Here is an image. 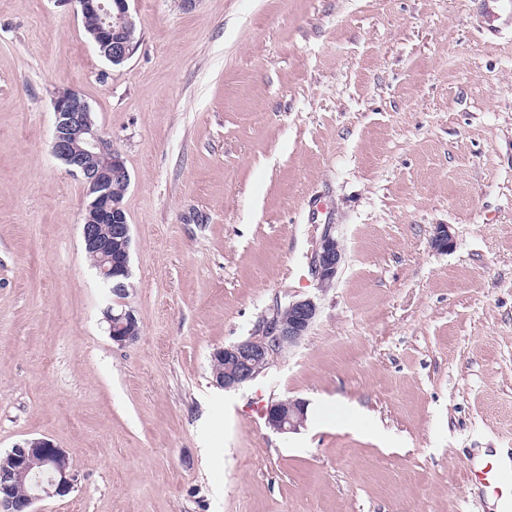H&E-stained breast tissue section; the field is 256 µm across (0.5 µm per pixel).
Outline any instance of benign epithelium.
I'll return each mask as SVG.
<instances>
[{
	"instance_id": "7a95c632",
	"label": "benign epithelium",
	"mask_w": 512,
	"mask_h": 512,
	"mask_svg": "<svg viewBox=\"0 0 512 512\" xmlns=\"http://www.w3.org/2000/svg\"><path fill=\"white\" fill-rule=\"evenodd\" d=\"M82 18L92 17L95 26L89 35L101 56L114 65L131 57L137 44L135 21L130 0H70ZM54 135L51 152L67 171L87 186L89 201L82 223L84 250L94 260L101 282L109 292L125 295L130 278L131 229L119 194L113 185L127 187L130 175L124 158L112 147V141L98 128L89 103L77 92L62 90L53 98ZM452 236L446 224L434 227L431 246L440 251L450 248ZM343 261V248L330 230H325L316 247L314 273L320 287L335 280ZM319 314L311 298L299 299L277 311L258 336L231 343L212 353V359L224 363V373L214 376V384L224 390H236L253 381L272 359L299 345L313 327ZM112 341L126 345L137 339L135 320L130 310L103 311ZM267 424L289 433L303 426L307 405L299 399L274 402L265 409ZM12 466L0 469V512H35L33 505L46 498L63 497L77 482L68 453L45 438L26 439L7 453ZM29 485L19 500L16 488Z\"/></svg>"
}]
</instances>
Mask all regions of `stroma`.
I'll return each mask as SVG.
<instances>
[{"instance_id":"35a3bbf8","label":"stroma","mask_w":512,"mask_h":512,"mask_svg":"<svg viewBox=\"0 0 512 512\" xmlns=\"http://www.w3.org/2000/svg\"><path fill=\"white\" fill-rule=\"evenodd\" d=\"M130 9L115 66L71 0H0V455L46 438L77 475L37 512H494L467 466L512 449V28L475 0ZM63 89L130 174L124 346L50 148ZM303 298L298 346L214 385L216 348ZM343 261V248L330 230H325L316 247L314 273L320 287H328L335 280ZM103 315L113 342L126 345L137 339L138 336L135 334L136 317L132 310L114 311L112 305H109L103 311ZM267 424L282 433L295 432L307 418V405L299 399H285L271 403L265 409Z\"/></svg>"}]
</instances>
